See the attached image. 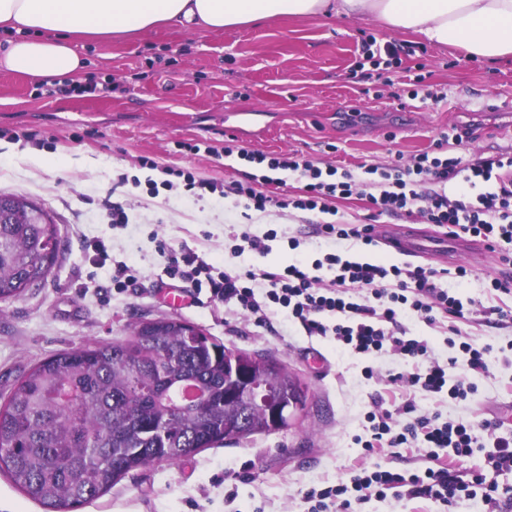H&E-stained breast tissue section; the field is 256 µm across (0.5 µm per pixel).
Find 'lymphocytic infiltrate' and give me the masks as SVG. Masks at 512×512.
<instances>
[{
	"label": "lymphocytic infiltrate",
	"mask_w": 512,
	"mask_h": 512,
	"mask_svg": "<svg viewBox=\"0 0 512 512\" xmlns=\"http://www.w3.org/2000/svg\"><path fill=\"white\" fill-rule=\"evenodd\" d=\"M397 44L379 42L376 37L362 39L359 57L350 71L351 78L372 80L379 68H391L400 61ZM225 155L266 165L265 176L255 174L242 180L203 181L184 169L172 170L163 182L128 179L120 183L147 184L151 195L160 188L184 189L196 197L215 195L235 197L245 210L294 208L325 214V221L313 224L315 237L326 240H356L373 244L369 224H335L336 199L352 195L358 183L350 172L337 168L320 169L297 154H265L226 143ZM273 171L299 174L305 184L300 195L288 198L258 191V183H269ZM379 193H367L366 199L376 214L402 212L420 214L428 223L444 228L447 235H464L485 242L490 250L512 244V155L466 160L459 156L426 154L412 164H393L381 171ZM334 269L335 276L323 281L317 274L322 267ZM171 277L190 281L195 290H208L213 299L233 305L236 311L260 324H270L275 311L287 313L306 335L328 337L337 347L356 355L375 356L389 351L403 363L406 372L385 375L386 385H406L418 391L464 401L476 392L475 376L489 371L491 346H476L471 337H461L459 356L439 361L427 340L408 335L401 319L414 312L428 325L447 320L473 321L478 315L493 316L497 325H512V309L484 307L475 300H462L443 288L438 270L420 266L389 267L369 262L350 261L336 253H326L312 267L296 263L276 270L228 271L209 263L193 250H182L168 264ZM369 437L362 446L367 454H382L393 448H413L423 442L434 448L428 466L422 469H377L365 465L352 468L349 482L307 487L302 499L306 512H356L371 499L424 498L453 505L465 486L479 488L481 512H506L512 506V490L499 488L482 471L470 473L469 482H461L455 465L470 457L478 443L477 431H484L492 443L487 454L489 466L497 472L512 473V438L498 436V423L486 420L441 421L439 414H416L411 402L376 396L366 416ZM447 449L440 457L439 449Z\"/></svg>",
	"instance_id": "f902f5d3"
}]
</instances>
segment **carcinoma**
Returning a JSON list of instances; mask_svg holds the SVG:
<instances>
[{"instance_id":"cac0c4a2","label":"carcinoma","mask_w":512,"mask_h":512,"mask_svg":"<svg viewBox=\"0 0 512 512\" xmlns=\"http://www.w3.org/2000/svg\"><path fill=\"white\" fill-rule=\"evenodd\" d=\"M32 204L0 194V215ZM63 251L56 224L0 223V303L41 287ZM226 346L173 317L139 322L122 342H91L30 367L0 406V472L48 512H74L155 461L267 433L263 408L224 402ZM261 379L306 402L274 358Z\"/></svg>"}]
</instances>
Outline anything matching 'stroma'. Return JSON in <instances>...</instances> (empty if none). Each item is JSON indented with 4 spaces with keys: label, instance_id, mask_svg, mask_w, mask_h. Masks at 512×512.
I'll return each instance as SVG.
<instances>
[{
    "label": "stroma",
    "instance_id": "obj_1",
    "mask_svg": "<svg viewBox=\"0 0 512 512\" xmlns=\"http://www.w3.org/2000/svg\"><path fill=\"white\" fill-rule=\"evenodd\" d=\"M393 41L405 50L387 80L365 84L349 72L363 38ZM88 77L109 84L100 96L49 94L47 84L0 70V129L18 133L0 147V194L22 195L49 210L58 222L64 251L44 286L0 304V404L14 379L36 362L92 341H122L145 319L175 317L190 322L227 348L271 356L308 387V408L290 430L260 434L205 448L171 464L155 462L132 471L110 492L79 512H304L302 489L348 479L357 461L399 469L425 467L429 449L366 455L354 438L362 434L373 396L384 386L362 369L403 371L397 358L373 359L339 350L334 341L307 336L300 325L277 317L270 335L234 307L194 292L166 273L168 251L187 247L215 266L239 271L274 268L322 258L320 239L303 237L313 212L273 209L243 219L233 198L193 200L177 191L148 194L146 187H116L120 174L159 178L160 168L191 170L196 178L224 180L264 174L259 165L186 151L199 141L223 147L236 138L247 150L295 152L320 168L362 174L397 160L435 154V143L454 128L475 138L465 157H490L511 150L512 140L495 129L512 123V60L489 61L453 47L399 31L382 30L370 18L293 17L222 30L160 27L108 46L84 41ZM440 95L432 102L414 93L417 77ZM35 141H26V134ZM32 153H63L76 163L63 169L24 164ZM97 166L82 164L84 156ZM158 170L137 166L141 156ZM126 205L130 221L113 227L108 202ZM267 251L232 254L241 232L264 237ZM300 237L298 249L289 238ZM109 247L105 263L93 261L87 242ZM134 265L136 285L119 293L112 286L117 263ZM443 287L483 305L512 307V295L491 289L493 279L512 280V264L492 253L457 275V255L435 260ZM462 333L491 346L490 374L477 378L467 400L401 387L398 401L441 420L499 421V436L512 435V328L473 321ZM363 512H473L470 501L450 507L426 499L371 500Z\"/></svg>",
    "mask_w": 512,
    "mask_h": 512
}]
</instances>
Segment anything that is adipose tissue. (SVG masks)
I'll return each mask as SVG.
<instances>
[{
    "mask_svg": "<svg viewBox=\"0 0 512 512\" xmlns=\"http://www.w3.org/2000/svg\"><path fill=\"white\" fill-rule=\"evenodd\" d=\"M371 17L393 30L456 45L490 61L512 57V0H0V68L42 81L80 75L73 45H108L160 24L224 29L295 16Z\"/></svg>",
    "mask_w": 512,
    "mask_h": 512,
    "instance_id": "ef3b65f1",
    "label": "adipose tissue"
}]
</instances>
